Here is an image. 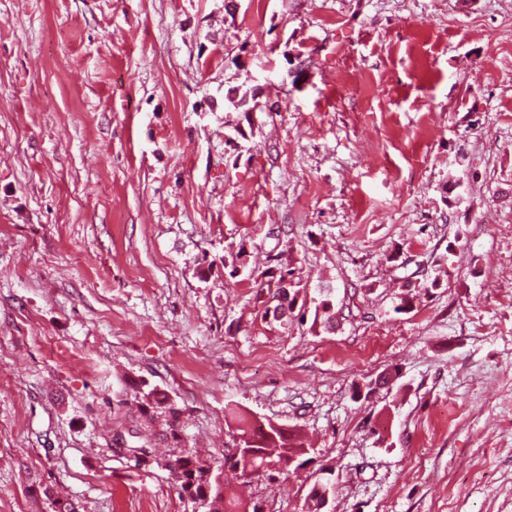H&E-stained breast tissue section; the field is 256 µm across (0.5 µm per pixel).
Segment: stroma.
Here are the masks:
<instances>
[{"mask_svg": "<svg viewBox=\"0 0 512 512\" xmlns=\"http://www.w3.org/2000/svg\"><path fill=\"white\" fill-rule=\"evenodd\" d=\"M133 379L300 432L258 512H512V0H0V512H194Z\"/></svg>", "mask_w": 512, "mask_h": 512, "instance_id": "1", "label": "stroma"}]
</instances>
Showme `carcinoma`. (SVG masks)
Masks as SVG:
<instances>
[{"label":"carcinoma","instance_id":"cac0c4a2","mask_svg":"<svg viewBox=\"0 0 512 512\" xmlns=\"http://www.w3.org/2000/svg\"><path fill=\"white\" fill-rule=\"evenodd\" d=\"M134 395L140 397L141 416L152 423L158 418L165 421L161 439L172 445L171 454L164 459L178 487L179 495L201 505L203 512H215L214 505H224V512H257L235 495L224 489L223 470L240 473L244 479L271 476L301 462L299 450L303 443L295 433L282 425H273L254 420L252 414L239 409L229 411L240 437L242 451L225 454L222 460L205 459L188 448L184 441V425L181 410L164 393L149 387L145 381L130 384ZM48 500L49 512H78V506L69 499L55 496L49 487L42 489ZM330 485L315 484L306 497L307 512H321L328 502Z\"/></svg>","mask_w":512,"mask_h":512}]
</instances>
